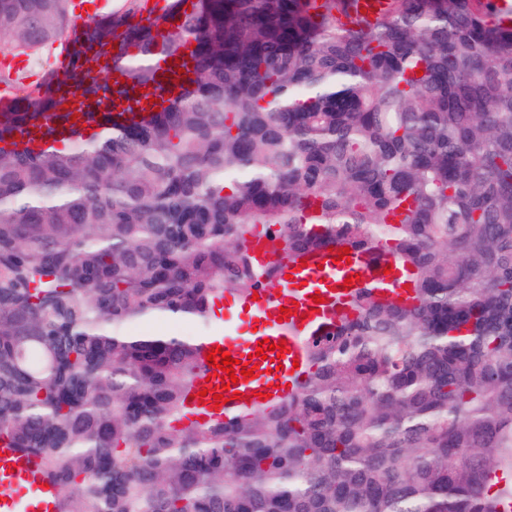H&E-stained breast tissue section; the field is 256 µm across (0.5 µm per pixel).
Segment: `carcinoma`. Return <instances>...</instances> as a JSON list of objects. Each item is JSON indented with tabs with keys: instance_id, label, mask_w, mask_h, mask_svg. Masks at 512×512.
Returning a JSON list of instances; mask_svg holds the SVG:
<instances>
[{
	"instance_id": "obj_1",
	"label": "carcinoma",
	"mask_w": 512,
	"mask_h": 512,
	"mask_svg": "<svg viewBox=\"0 0 512 512\" xmlns=\"http://www.w3.org/2000/svg\"><path fill=\"white\" fill-rule=\"evenodd\" d=\"M351 2L0 0L3 48L45 64L0 71V443L57 512H512V15L389 0L345 29ZM258 224L290 258L392 254L412 302L359 290L287 399L191 419L205 339L126 328L272 285Z\"/></svg>"
}]
</instances>
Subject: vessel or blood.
<instances>
[{"label": "vessel or blood", "instance_id": "1", "mask_svg": "<svg viewBox=\"0 0 512 512\" xmlns=\"http://www.w3.org/2000/svg\"><path fill=\"white\" fill-rule=\"evenodd\" d=\"M387 9V0H357L351 17L345 25L361 20L369 25ZM305 267L280 258L278 276L273 286L259 289L257 296L232 299L231 304L240 314L259 320L261 330L242 340L224 338L223 352L232 358L248 362L255 354L257 343L266 339L274 344L285 343V355L268 351V373L246 381H238L226 389L228 398L220 408L223 417H231L259 405L260 394H269L271 402H278L297 390L305 377V370L294 367V360L303 359L306 338L332 331L338 323L339 312L350 301L353 289L346 286L347 278L359 277L361 283L372 281L386 285L389 295L406 296L407 291L394 269L389 256H368L350 252L348 261L334 262L332 252L321 248L308 253ZM321 295L323 304H315L314 295ZM6 462L5 481L13 487L34 492L38 497L39 512H55L58 490L47 486V478L38 461L15 449L0 450Z\"/></svg>", "mask_w": 512, "mask_h": 512}]
</instances>
